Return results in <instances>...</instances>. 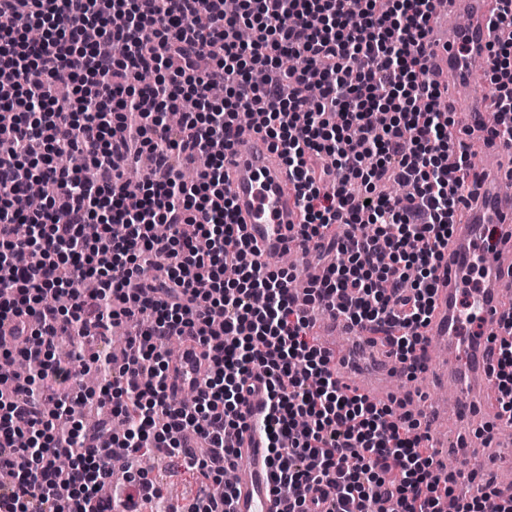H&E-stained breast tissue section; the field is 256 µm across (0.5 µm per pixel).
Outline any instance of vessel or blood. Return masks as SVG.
<instances>
[{
	"mask_svg": "<svg viewBox=\"0 0 512 512\" xmlns=\"http://www.w3.org/2000/svg\"><path fill=\"white\" fill-rule=\"evenodd\" d=\"M497 13L498 0H448L447 10L434 14L429 24L423 54L440 84L450 86L461 130H489L497 124L496 113L488 110L483 93L472 88L464 62L457 57L463 44L472 58L484 57ZM508 160H512V147L499 143L487 152L479 194L454 224L448 257L438 270L436 308L427 328L429 338L445 351L441 364L429 367V374L439 381H455L461 404L476 405L478 419L493 425L499 422V385L492 370L495 340L512 335L504 325V315L512 307V237L494 239L486 257V285L468 306L459 302L457 280L470 261L472 243L487 235L490 225H512V190L504 186L503 164ZM224 182L253 258L311 251L319 245L316 237L302 240L288 170L263 134L250 131L234 138L224 161ZM324 330L323 347L338 381L350 391L384 402L396 385L406 382L379 333L331 314L324 317ZM237 454L244 465L238 470L231 512H279L262 439L245 441Z\"/></svg>",
	"mask_w": 512,
	"mask_h": 512,
	"instance_id": "1",
	"label": "vessel or blood"
}]
</instances>
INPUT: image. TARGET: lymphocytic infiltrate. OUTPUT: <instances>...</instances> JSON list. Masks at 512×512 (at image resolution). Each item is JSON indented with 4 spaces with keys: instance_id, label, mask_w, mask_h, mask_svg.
<instances>
[{
    "instance_id": "f902f5d3",
    "label": "lymphocytic infiltrate",
    "mask_w": 512,
    "mask_h": 512,
    "mask_svg": "<svg viewBox=\"0 0 512 512\" xmlns=\"http://www.w3.org/2000/svg\"><path fill=\"white\" fill-rule=\"evenodd\" d=\"M353 2L238 0L229 13L224 0H0V69L14 75L0 85V330L25 336L32 366L0 382V512H109L98 490L117 469L126 501L156 496L132 468L149 447L188 452L202 478L169 512H230L232 487L209 488L234 465L228 436L248 432L266 444L281 512H441L457 474H435L408 399L346 392L310 334L309 306L333 310L387 331L396 360L423 371L436 264L479 188L421 52L438 0ZM499 3L487 145L512 141V0ZM287 53L306 66L282 70ZM62 71L67 98L53 83ZM180 109L169 125L165 112ZM244 110L288 166L303 236L323 239L325 274L301 298L292 273L248 259L224 193ZM203 153L210 166L185 183L182 159ZM35 179L54 196L14 210ZM396 181L413 194L387 193ZM121 319L137 324L124 359L96 357L108 419L59 431L81 401L59 332L102 337ZM188 331L213 367L186 406L168 393L166 346ZM258 381L265 406L249 419Z\"/></svg>"
}]
</instances>
